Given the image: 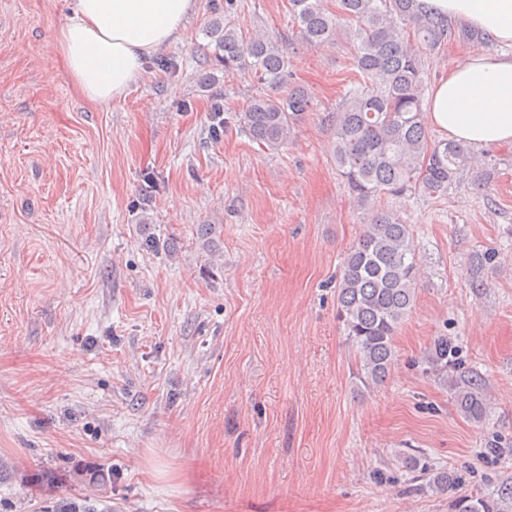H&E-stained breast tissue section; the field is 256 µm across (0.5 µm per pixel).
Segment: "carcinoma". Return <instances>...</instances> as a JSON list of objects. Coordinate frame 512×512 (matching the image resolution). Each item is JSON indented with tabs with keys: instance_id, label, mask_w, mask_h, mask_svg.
I'll list each match as a JSON object with an SVG mask.
<instances>
[{
	"instance_id": "carcinoma-1",
	"label": "carcinoma",
	"mask_w": 512,
	"mask_h": 512,
	"mask_svg": "<svg viewBox=\"0 0 512 512\" xmlns=\"http://www.w3.org/2000/svg\"><path fill=\"white\" fill-rule=\"evenodd\" d=\"M289 4L301 43L319 47L345 37L362 76L363 84L349 92L336 116L334 131L336 166L354 205L366 213L363 231L344 261L336 304L357 376L377 386L396 362L394 337L415 304L419 254L409 225L374 208L375 201L384 195L409 197L418 190L440 196L465 171L482 188L494 170L461 143L428 139L421 54L456 38L447 19L424 10L418 0H337L334 13L324 0ZM207 33L214 43L212 56L224 72H246L274 91L253 98L239 114L240 125L271 149L286 145L311 107V96L293 82L282 44L262 35L246 39L225 21H213ZM495 258L493 251L471 255V287L487 286L484 271ZM431 361L440 373L448 372L447 337L434 341ZM453 398L468 421L480 424L487 417L485 384L478 373L455 378ZM422 477L435 494L456 491L449 512H512V481L473 494L462 490V476L455 471L426 467Z\"/></svg>"
}]
</instances>
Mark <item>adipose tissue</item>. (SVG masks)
Returning <instances> with one entry per match:
<instances>
[{"mask_svg": "<svg viewBox=\"0 0 512 512\" xmlns=\"http://www.w3.org/2000/svg\"><path fill=\"white\" fill-rule=\"evenodd\" d=\"M422 6L512 45V0H420ZM55 47L81 95L97 105L124 97L149 59L187 37L196 0H70ZM428 122L474 150L512 145V55L484 52L429 91Z\"/></svg>", "mask_w": 512, "mask_h": 512, "instance_id": "ef3b65f1", "label": "adipose tissue"}]
</instances>
